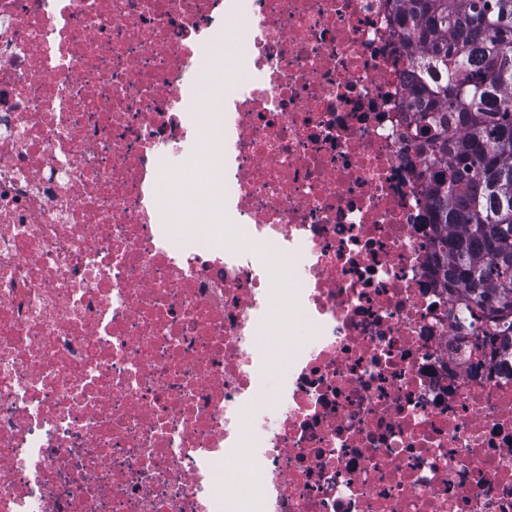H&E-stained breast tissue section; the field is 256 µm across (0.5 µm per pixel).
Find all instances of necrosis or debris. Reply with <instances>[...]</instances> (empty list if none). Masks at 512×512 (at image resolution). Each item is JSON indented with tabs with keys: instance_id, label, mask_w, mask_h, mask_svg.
<instances>
[{
	"instance_id": "1",
	"label": "necrosis or debris",
	"mask_w": 512,
	"mask_h": 512,
	"mask_svg": "<svg viewBox=\"0 0 512 512\" xmlns=\"http://www.w3.org/2000/svg\"><path fill=\"white\" fill-rule=\"evenodd\" d=\"M410 85L388 0H0V512H512Z\"/></svg>"
}]
</instances>
